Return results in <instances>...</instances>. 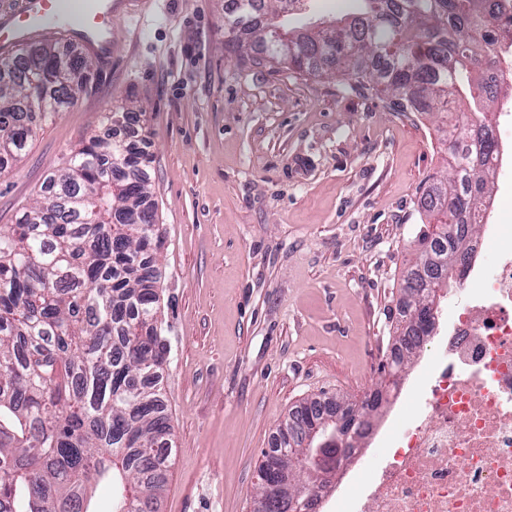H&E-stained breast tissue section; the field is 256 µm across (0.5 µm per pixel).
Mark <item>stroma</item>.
<instances>
[{"label": "stroma", "mask_w": 512, "mask_h": 512, "mask_svg": "<svg viewBox=\"0 0 512 512\" xmlns=\"http://www.w3.org/2000/svg\"><path fill=\"white\" fill-rule=\"evenodd\" d=\"M112 43L111 64L0 174V225L82 143L111 138L106 113L142 112L126 136L152 158L172 426L158 510L252 512L258 466L296 410L379 388L421 202L448 153L433 119L342 72L233 50L224 0H154L113 20ZM459 297L441 294L435 333L404 369L407 404Z\"/></svg>", "instance_id": "1"}]
</instances>
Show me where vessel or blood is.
<instances>
[{"mask_svg": "<svg viewBox=\"0 0 512 512\" xmlns=\"http://www.w3.org/2000/svg\"><path fill=\"white\" fill-rule=\"evenodd\" d=\"M123 0H0V58L55 35L78 45L93 65L112 54V18Z\"/></svg>", "mask_w": 512, "mask_h": 512, "instance_id": "obj_1", "label": "vessel or blood"}]
</instances>
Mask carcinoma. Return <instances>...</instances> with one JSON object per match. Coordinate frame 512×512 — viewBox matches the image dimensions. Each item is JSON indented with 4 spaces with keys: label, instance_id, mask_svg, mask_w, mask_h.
<instances>
[{
    "label": "carcinoma",
    "instance_id": "1",
    "mask_svg": "<svg viewBox=\"0 0 512 512\" xmlns=\"http://www.w3.org/2000/svg\"><path fill=\"white\" fill-rule=\"evenodd\" d=\"M257 2L228 0V22L250 32L282 24L279 9ZM356 2L360 33L341 18L303 33L306 48L288 57L262 47L298 71L366 80L404 112L464 117L446 130L448 177L422 202L441 232L419 236L428 262L412 264L403 280L401 349L387 360L395 374L425 336L407 297L417 285L448 287L459 269L453 257L474 254L499 152L489 109L498 85L488 64L501 16L496 0ZM92 71L84 55H61L51 43L0 60V173L26 150L36 117L74 103ZM33 79L36 105L27 96ZM149 163L135 140L93 139L51 178L44 201L0 225V512H97L92 492L101 484L105 512H152L151 490L166 483L161 233L148 202ZM322 415L314 404L295 413L296 432L279 433L264 465L302 470L307 455L292 459L285 449Z\"/></svg>",
    "mask_w": 512,
    "mask_h": 512
}]
</instances>
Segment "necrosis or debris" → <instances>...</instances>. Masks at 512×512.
<instances>
[{
    "label": "necrosis or debris",
    "mask_w": 512,
    "mask_h": 512,
    "mask_svg": "<svg viewBox=\"0 0 512 512\" xmlns=\"http://www.w3.org/2000/svg\"><path fill=\"white\" fill-rule=\"evenodd\" d=\"M465 306L441 337L412 416L395 424L394 453L363 456L372 475L344 485L336 512H512V224H489L475 246Z\"/></svg>",
    "instance_id": "1"
}]
</instances>
